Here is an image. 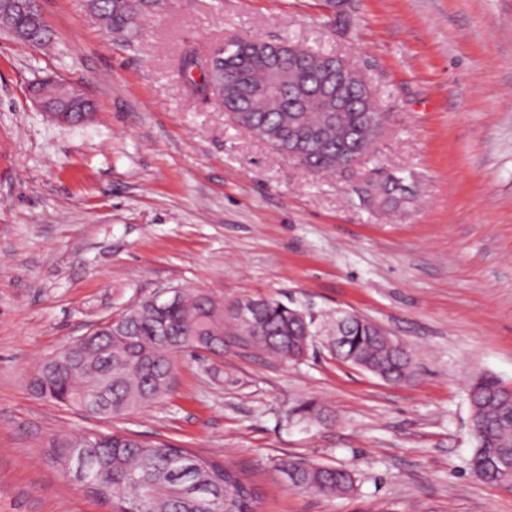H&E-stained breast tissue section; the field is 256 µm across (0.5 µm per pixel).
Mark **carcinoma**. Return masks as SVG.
Returning <instances> with one entry per match:
<instances>
[{"label": "carcinoma", "instance_id": "obj_1", "mask_svg": "<svg viewBox=\"0 0 512 512\" xmlns=\"http://www.w3.org/2000/svg\"><path fill=\"white\" fill-rule=\"evenodd\" d=\"M165 0H86L85 7L97 15L107 34L135 45L138 24L157 13ZM0 31L35 48H47L53 33L43 16L19 0H0ZM233 74L209 66L208 57L193 50L179 60L178 72L193 70L201 79L190 81L192 96L222 101L234 124L266 140L275 149L302 143L301 158L317 174H338L345 155L363 158L377 141L373 131L360 130V106L342 113L340 126L317 131L320 113L316 86L307 93V109L288 123L289 97L295 69L310 62L314 51L290 41L279 40L283 53L279 82L283 91L254 97L256 87L267 83L269 56L249 43L247 36L224 41ZM382 195L398 203L411 195L403 179L390 176ZM252 324L237 321L236 303L223 305L204 291H183L180 302L159 313L148 297L127 308L112 326L92 331L93 337L65 356L44 360L29 378V386L41 397L87 414L96 408L124 416L156 403L171 390L177 357L205 350L224 353V319L234 321L232 338L283 362L297 363L304 346H312L314 323H302L296 309L275 299L256 300ZM337 360L367 370L391 383L413 376L412 359L402 345L386 335H374L363 322L350 319L347 336L336 342L328 337ZM470 422L473 435L471 466L483 480L512 487V386L487 374L474 377L468 385ZM323 409L305 401L289 411L300 419L319 418ZM72 451L71 441L54 438L48 442L52 463ZM94 457L93 486L88 494L105 502L102 490L112 491V512H255L257 489L230 464L177 448L162 440L144 441L125 432L103 435L89 449ZM278 467L289 484L301 491L323 496L349 493L354 488L352 473L301 459H282Z\"/></svg>", "mask_w": 512, "mask_h": 512}]
</instances>
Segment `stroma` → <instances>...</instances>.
<instances>
[{
    "label": "stroma",
    "mask_w": 512,
    "mask_h": 512,
    "mask_svg": "<svg viewBox=\"0 0 512 512\" xmlns=\"http://www.w3.org/2000/svg\"><path fill=\"white\" fill-rule=\"evenodd\" d=\"M57 48L0 33V512H109L43 454L52 436L124 430L232 463L256 512H512L477 477L466 393L512 384V0H167L134 47L83 0H39ZM340 54L376 90L386 129L361 167L405 178L397 207L362 177L299 167L236 128L178 73L233 35ZM52 73L96 105L52 121L30 86ZM354 312L410 352L392 384L340 362L324 335L285 363L237 341L178 357L170 394L108 421L38 397L28 376L103 319L168 287ZM312 400L324 421L289 409ZM350 470L334 498L293 489L279 459Z\"/></svg>",
    "instance_id": "obj_1"
}]
</instances>
